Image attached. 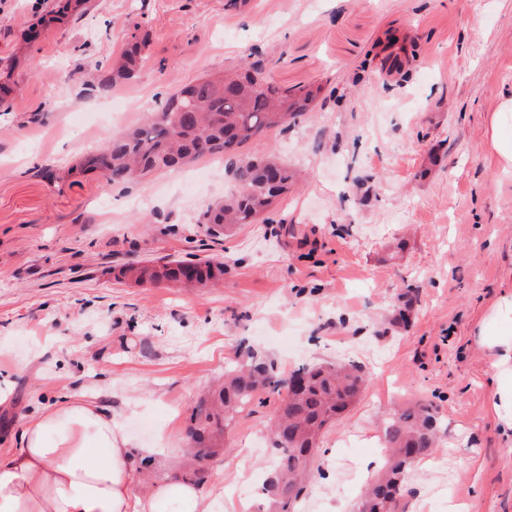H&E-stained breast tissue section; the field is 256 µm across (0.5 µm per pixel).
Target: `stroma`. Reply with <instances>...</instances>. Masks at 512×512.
Here are the masks:
<instances>
[{"mask_svg":"<svg viewBox=\"0 0 512 512\" xmlns=\"http://www.w3.org/2000/svg\"><path fill=\"white\" fill-rule=\"evenodd\" d=\"M0 0V448L60 398H93L123 427L137 479L185 475L189 417L246 348L281 372L350 362L367 382L319 442L297 512H357L386 463L382 422L432 403L441 432L408 472L399 512H512V436L493 408L495 352L476 333L512 291V167L490 120L512 97V0ZM39 39L24 34L39 16ZM142 65L95 92L131 37ZM407 50L408 78L380 71ZM261 61L310 112L262 153L302 173L263 220L209 234L203 212L236 183L227 161L112 184L78 168L198 79ZM220 260L201 288L133 283L131 264ZM280 394L260 392L201 465L217 512H256L273 467Z\"/></svg>","mask_w":512,"mask_h":512,"instance_id":"1","label":"stroma"}]
</instances>
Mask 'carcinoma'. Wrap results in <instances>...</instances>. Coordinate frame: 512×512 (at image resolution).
Masks as SVG:
<instances>
[{
    "label": "carcinoma",
    "mask_w": 512,
    "mask_h": 512,
    "mask_svg": "<svg viewBox=\"0 0 512 512\" xmlns=\"http://www.w3.org/2000/svg\"><path fill=\"white\" fill-rule=\"evenodd\" d=\"M141 43L132 40L121 54L113 78L129 79L142 60ZM14 67L0 69V104L17 89ZM317 96L311 89L283 90L270 81L259 63L239 73L201 78L162 102L145 121L109 135L101 148L87 154L84 166L99 170L115 184L142 178L155 170L178 169L205 155L232 159L248 141L259 142L266 133L310 111ZM239 190L210 206L203 223L220 232L230 224H255L275 200L288 192L295 174L272 157L243 161L234 168ZM136 282L167 279L194 280L202 286L224 273L222 261L184 258L161 268L132 266ZM297 381L280 405L281 415L271 427L275 461L264 490L268 497L259 512H295L305 485L304 470L313 468L323 429L336 422L353 404L366 382L354 364H303L284 376L262 354L249 348L246 359L224 371V381L200 400L191 416L188 436L204 456L213 455L224 429L263 390L279 393ZM437 419L432 406L417 403L393 414L384 435L393 454L381 473L365 488L359 512H397L408 469L436 447Z\"/></svg>",
    "instance_id": "carcinoma-1"
}]
</instances>
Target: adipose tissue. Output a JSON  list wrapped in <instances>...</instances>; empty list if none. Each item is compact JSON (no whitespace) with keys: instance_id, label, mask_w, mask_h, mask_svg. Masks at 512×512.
<instances>
[{"instance_id":"ef3b65f1","label":"adipose tissue","mask_w":512,"mask_h":512,"mask_svg":"<svg viewBox=\"0 0 512 512\" xmlns=\"http://www.w3.org/2000/svg\"><path fill=\"white\" fill-rule=\"evenodd\" d=\"M479 345L496 351L493 406L512 435V292L483 317ZM212 512L192 484L172 478L138 485L120 423L87 398H70L33 415L17 448L0 450V512Z\"/></svg>"}]
</instances>
